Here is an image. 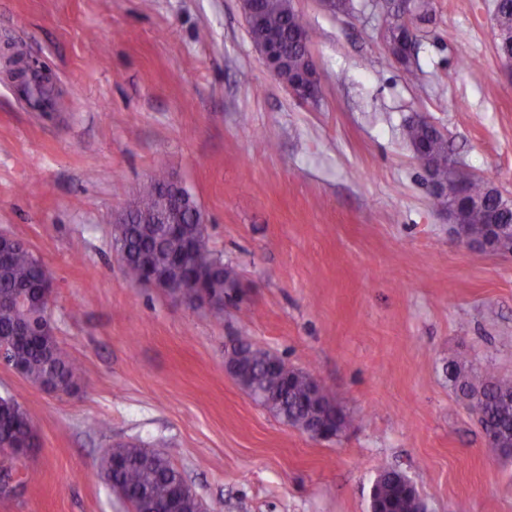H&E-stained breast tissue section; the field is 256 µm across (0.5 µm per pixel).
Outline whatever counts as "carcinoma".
<instances>
[{"label":"carcinoma","mask_w":512,"mask_h":512,"mask_svg":"<svg viewBox=\"0 0 512 512\" xmlns=\"http://www.w3.org/2000/svg\"><path fill=\"white\" fill-rule=\"evenodd\" d=\"M254 4L248 23L251 39L279 38L284 54L280 78L285 82L295 78L308 65L309 45L297 37L298 31L306 28L303 18L295 12L291 0H254ZM495 7L500 32L497 50L501 53L507 48L512 50V0H496ZM408 12L416 21L426 22L433 12L432 0H414ZM389 25L387 38L401 40L415 49L416 26L407 23L402 15L393 16ZM405 137L414 151L423 152L430 179L448 185V201H453V186L448 184V140L423 121L408 123ZM466 182L475 196L486 200L484 210L464 217L468 236L482 244L488 237V217L493 215L499 223L511 224L512 208H500L492 182L470 175ZM175 204L172 183L164 173L155 174L142 186L132 205L134 223L120 225L114 234L113 247L124 254L127 278L134 283L152 273L161 286L185 292V301L190 304L194 298L186 284L199 278L207 294L224 299V293L239 286L238 274L207 250L199 225L137 223L139 218ZM44 269L42 259L24 243L4 249L0 256V345L8 350L7 365L18 368L31 385L68 395L78 387L82 368L63 354L53 333L46 331L30 341L16 336L23 319L38 327L45 323L34 302ZM226 353L235 366L236 378L281 422L300 429L312 422L325 424L338 435L350 426L351 420L309 374L256 347L249 337H237ZM448 380L478 406L486 451L494 457L512 458V378H500L487 370L475 371L452 361L448 363ZM1 445L17 452L35 445L28 414L11 396H0ZM116 460L119 464L112 465ZM100 471L131 512H206L196 491L170 459L142 444L123 443L105 449ZM374 490L395 512H428L426 501L411 486V480L391 467L379 469Z\"/></svg>","instance_id":"obj_1"}]
</instances>
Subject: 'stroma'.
Listing matches in <instances>:
<instances>
[{"label":"stroma","instance_id":"1","mask_svg":"<svg viewBox=\"0 0 512 512\" xmlns=\"http://www.w3.org/2000/svg\"><path fill=\"white\" fill-rule=\"evenodd\" d=\"M433 4L407 69L384 0H293L321 80L304 104L263 66L241 0H0V229L50 269L54 332L83 368L66 396L0 362L38 438L0 455L33 475L0 512H128L99 468L122 442L166 453L212 512H369L383 464L430 512H512V459L486 453L448 379L455 360L512 378V258L452 243L402 135L427 119L512 200V65L494 0ZM19 59L52 83L49 108L17 89ZM160 167L238 273L223 320L131 284L112 248L113 215ZM241 332L352 427L317 440L255 403L224 370Z\"/></svg>","mask_w":512,"mask_h":512}]
</instances>
